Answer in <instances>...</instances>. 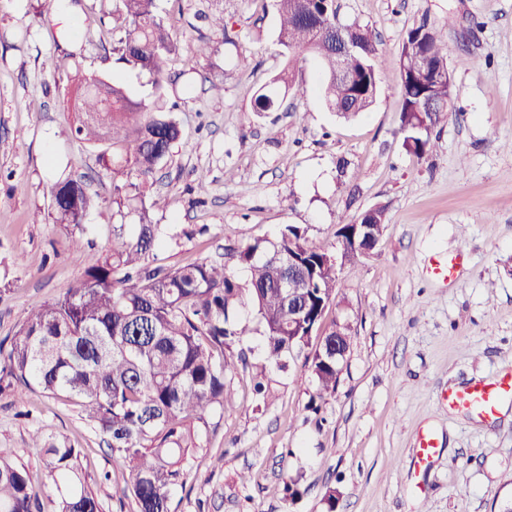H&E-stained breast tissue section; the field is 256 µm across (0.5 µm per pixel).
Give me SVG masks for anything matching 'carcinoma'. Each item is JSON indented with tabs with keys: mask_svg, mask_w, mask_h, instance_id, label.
<instances>
[{
	"mask_svg": "<svg viewBox=\"0 0 512 512\" xmlns=\"http://www.w3.org/2000/svg\"><path fill=\"white\" fill-rule=\"evenodd\" d=\"M276 40L288 67L261 88L253 111L271 112L291 89L296 53L309 52L321 69V92L328 109L342 118L367 111L379 91L377 42L359 24H339L335 0H273ZM112 33L118 35L119 59L153 77L149 99L136 98L121 83L56 69L79 89L80 118L75 136L101 148L97 161L112 177V207L137 213L136 224L112 225V244L97 264L58 297L33 306L8 342H0V397L20 396L19 388L37 386L80 404L91 428L103 436L112 454L127 462L131 482L122 494L132 497L135 512H170L172 488L186 466H204L195 455L208 415L224 408L229 393L224 374L234 366L226 348L262 328L268 357L280 361L289 347L305 354L316 385L313 398L334 393L336 364L305 353L308 330L288 341V299L301 303L305 322L320 331L317 317L336 298L338 271L329 261L334 250L309 242L305 230L285 226L272 242L222 247L215 256L176 268L153 266L149 255L161 238L149 210L164 205L161 196L146 198L141 188L180 136L173 108L163 89L168 62L178 42L157 15L155 0H113ZM197 18L225 31L224 11L216 7ZM355 44L347 59L353 81L336 78V40ZM397 84L402 99L400 131L404 148L418 157L434 146L432 130L448 111V77L443 34L424 20L402 43ZM98 205L79 178L55 183L52 208L56 222L69 230L68 249L78 256L84 246V220ZM363 222L378 235L386 228V208L366 213ZM299 263L288 267V255ZM248 279L240 282L235 269ZM248 308L258 327L238 320ZM33 445L46 456L42 492L29 470L0 448V512H100L80 467L81 449L64 438Z\"/></svg>",
	"mask_w": 512,
	"mask_h": 512,
	"instance_id": "obj_1",
	"label": "carcinoma"
}]
</instances>
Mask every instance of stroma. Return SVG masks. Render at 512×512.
<instances>
[{"instance_id": "obj_1", "label": "stroma", "mask_w": 512, "mask_h": 512, "mask_svg": "<svg viewBox=\"0 0 512 512\" xmlns=\"http://www.w3.org/2000/svg\"><path fill=\"white\" fill-rule=\"evenodd\" d=\"M205 5L157 0L180 44L168 99L182 136L148 188L165 198L150 213L165 230L155 264L273 240L288 224L331 246L340 220L376 205L388 224L376 249L343 270L325 309L322 331L351 327L335 392L312 411L304 356L281 366L268 359L264 336L244 337L224 376L231 398L200 434L206 465L186 469L172 512H498L512 498V402L482 420L437 397L512 368V0H336L338 20L370 27L379 53L376 102L349 121L314 92L319 67L309 54L287 66L273 0H223V34L199 24ZM68 9L64 21L53 0H0V340L96 264L113 225L138 221L91 212L90 243L75 259L51 209L64 175L84 177L104 201L113 192L97 148L73 133L72 87L56 60L71 57L84 74L137 96L152 92L149 76L113 51L112 0H73ZM424 19L446 32L452 94L433 151L420 158L402 145L395 69L408 29ZM286 67L308 94L255 112V93ZM456 256L454 277L435 281L432 260ZM259 374L264 402L253 391ZM426 429L440 448L420 467L415 444ZM37 431L82 448L101 512H134L121 494L128 466L78 404L36 386L22 402L0 398V446L39 478L43 458L29 440ZM291 478L299 482L292 500L283 492Z\"/></svg>"}]
</instances>
